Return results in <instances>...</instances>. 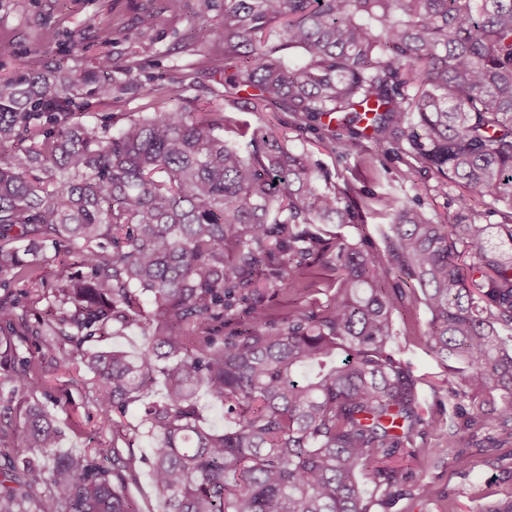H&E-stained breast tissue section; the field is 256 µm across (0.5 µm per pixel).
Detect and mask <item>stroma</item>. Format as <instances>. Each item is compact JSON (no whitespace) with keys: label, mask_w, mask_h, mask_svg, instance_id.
I'll list each match as a JSON object with an SVG mask.
<instances>
[{"label":"stroma","mask_w":512,"mask_h":512,"mask_svg":"<svg viewBox=\"0 0 512 512\" xmlns=\"http://www.w3.org/2000/svg\"><path fill=\"white\" fill-rule=\"evenodd\" d=\"M147 11L159 13L161 24L141 28L139 18ZM204 23L223 27L224 0H213L207 11L201 0H0V42L9 43L14 51L6 70L32 68L48 73L59 65L68 70L90 69L104 53L122 64V72L115 75L111 107H89L97 118L109 112L126 119L150 116L155 109L152 88L160 83L181 87L182 104L190 112L208 102H223L224 76L209 68L210 44L200 34ZM228 115L248 122L251 129L272 133L284 147L306 152L328 170L331 182L345 181L357 191L378 196L417 198L439 224L458 209L462 189L456 184H443L431 174L416 176L411 183L401 181L404 164L395 148H388L370 171L353 155L337 164L335 154L324 147L315 131L301 133L291 128L288 113L254 112L242 103ZM391 345L403 350L415 375L422 377L425 413L446 408V370L424 347L409 344L405 336L394 337ZM95 389V379L79 360L47 359L41 365L36 390L0 378V407L38 402L61 431V451L78 454L113 446L122 456L133 457L136 474L125 477L122 491L140 512H162V497L146 464L151 441L132 431L143 411L142 403L114 412V419L127 430L126 436L116 438L97 428ZM426 440L439 448V455L404 461L397 472L402 494L381 512H477L478 504H491L512 487V434L500 432L490 441L485 431L465 426L453 447H445L433 432ZM425 485L430 495L422 494Z\"/></svg>","instance_id":"1"}]
</instances>
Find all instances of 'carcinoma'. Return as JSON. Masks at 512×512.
<instances>
[{
    "mask_svg": "<svg viewBox=\"0 0 512 512\" xmlns=\"http://www.w3.org/2000/svg\"><path fill=\"white\" fill-rule=\"evenodd\" d=\"M211 70L224 93L252 89L256 112L285 111L331 150L362 156V140L396 146L401 179L432 173L462 186L461 209L435 223L414 198L386 195L384 250L348 244L327 226L364 222L353 189H324L308 155L239 126L224 139L221 107H175L159 86L152 116L109 132L86 100L112 97V56L94 70L0 76V368L34 390L36 363L75 348L94 375L99 429L147 395L133 432L153 440L150 479L164 512H373L401 495L389 463L449 441L457 419L512 434V0H224ZM296 49L300 63L282 56ZM472 198L503 203L478 224ZM472 250L479 294L458 247ZM60 260L47 286L45 262ZM416 281L430 314L424 345L448 368V419L426 417L420 379L390 347ZM275 295L326 304L275 315ZM153 302L136 353L88 352ZM51 299L48 317L28 312ZM215 323L233 329L219 342ZM21 367H16V361ZM224 406L207 424L197 394ZM38 404L0 428V512H137L113 483L133 473L116 448L61 453ZM112 453L113 468L99 459Z\"/></svg>",
    "mask_w": 512,
    "mask_h": 512,
    "instance_id": "cac0c4a2",
    "label": "carcinoma"
}]
</instances>
